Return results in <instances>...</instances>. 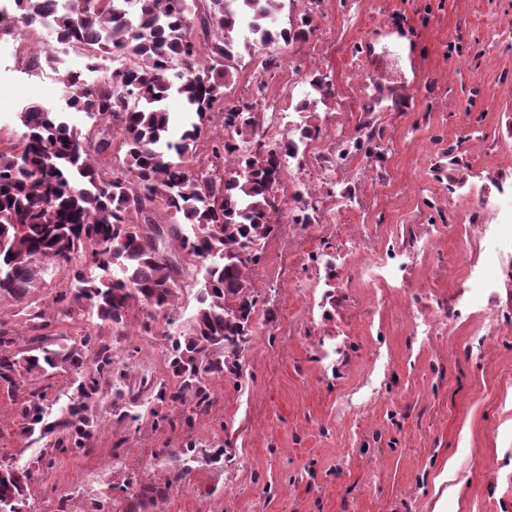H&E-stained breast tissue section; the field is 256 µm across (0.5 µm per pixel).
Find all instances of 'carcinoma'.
<instances>
[{
  "mask_svg": "<svg viewBox=\"0 0 512 512\" xmlns=\"http://www.w3.org/2000/svg\"><path fill=\"white\" fill-rule=\"evenodd\" d=\"M14 14L0 13V33L17 34L48 17L60 35L84 51L86 69L115 59L119 66L104 81L82 73L57 72L71 108L97 123L88 135L59 112L29 107L20 113L24 128L0 149V297L23 305L34 328H45L44 311L32 299L50 272L67 285L53 299L64 318L87 313L121 325L135 306L172 309L178 283L169 262L172 244L206 262L203 287L187 332L168 336L173 385L158 384L156 399L181 410L184 419L208 408L206 377L238 375L249 342L257 290L249 274L263 257L282 212L273 188L300 144L318 128L306 123L288 137L251 146L260 123L257 102L224 106V88L235 68L236 25L247 22L262 45L306 35L309 17L271 31L278 0H240L238 11H224V0H72L66 13L54 14V0H14ZM198 17L202 44L190 16ZM183 100L186 123L180 138L167 139L170 113L162 102L170 92ZM221 116L230 137L212 146L220 161L230 157L239 170L217 175L199 169L197 143L212 117ZM124 157L112 156L114 135ZM169 212L166 233L151 237L147 213ZM252 251L243 260V251ZM97 352L86 370L84 350ZM67 367L75 375L77 400L54 420L45 396L20 401L21 434L36 442L59 435L43 455L88 452L92 445L93 403L111 397L118 419H136L119 406L123 393L105 390L117 373L112 347L87 333L79 342L48 349L36 336L26 346L0 323V380L14 384L20 371L44 374ZM31 472L0 466V510L24 512Z\"/></svg>",
  "mask_w": 512,
  "mask_h": 512,
  "instance_id": "carcinoma-1",
  "label": "carcinoma"
}]
</instances>
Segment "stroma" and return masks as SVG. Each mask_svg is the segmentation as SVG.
<instances>
[{
  "instance_id": "1",
  "label": "stroma",
  "mask_w": 512,
  "mask_h": 512,
  "mask_svg": "<svg viewBox=\"0 0 512 512\" xmlns=\"http://www.w3.org/2000/svg\"><path fill=\"white\" fill-rule=\"evenodd\" d=\"M279 3L283 24L309 12L319 43L257 47L234 70L225 106L255 96L278 132L291 120L323 131L335 119L353 142L351 117L337 112L343 101L372 127L380 157L370 168L347 163L338 182L316 183L333 209L327 223L298 226L280 213L251 273L258 301L242 373L212 377L210 405L191 420L169 413L152 390L169 378L165 335L185 330L201 288L186 253L174 254L187 271L171 318L147 306L119 327L85 314L60 318L58 278L35 291L44 329L0 299V321L21 340L40 335L54 349L90 330L127 374L119 387L130 418L116 420L102 402L91 451L62 455L50 469L44 443L20 434L17 402L42 391L58 413L72 394L71 373H23L14 393L0 387V461L36 475L29 512H57L62 500L82 512L103 491L112 512H127L148 486L165 490L150 512H512V330L479 337L469 279L443 272L467 251L500 283L489 295L496 312L512 313V257L462 245L448 223L449 184L512 183L504 153L512 145V0ZM5 43L0 139L21 135L17 115L33 104L88 130L89 118L69 107L57 81L58 71H84L85 56L56 58L38 27L0 35ZM23 51L39 66L19 63ZM270 57L279 65L268 71ZM312 74L332 83V97L311 91ZM344 193L354 198L346 211L335 207ZM349 224L367 230L370 246L404 253L402 281L369 288L327 268L342 255ZM426 224L440 227L428 252L419 241ZM291 237L295 255L280 249ZM413 307L439 318L433 335L411 324ZM191 442L224 454L191 462L185 482L167 485L176 463H160L159 452Z\"/></svg>"
}]
</instances>
